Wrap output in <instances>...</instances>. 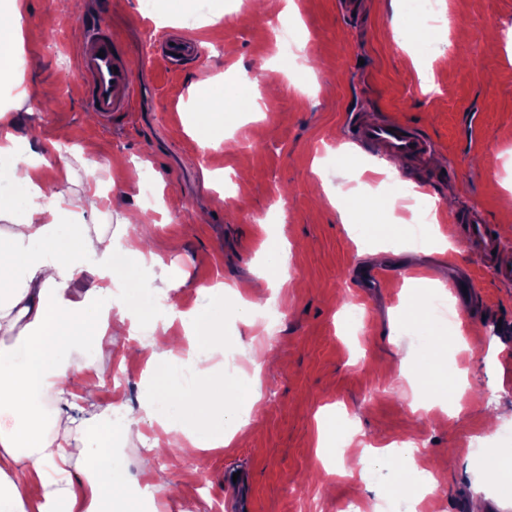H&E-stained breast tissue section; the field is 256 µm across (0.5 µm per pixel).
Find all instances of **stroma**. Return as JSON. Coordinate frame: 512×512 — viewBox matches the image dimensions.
<instances>
[{"label":"stroma","mask_w":512,"mask_h":512,"mask_svg":"<svg viewBox=\"0 0 512 512\" xmlns=\"http://www.w3.org/2000/svg\"><path fill=\"white\" fill-rule=\"evenodd\" d=\"M26 2L25 51L38 66L23 74L31 96L15 131L37 129L46 181L67 162L71 196L106 189L85 223L119 227L150 177L153 252L183 281L171 293L179 310L205 309L208 288L221 283L252 297L269 235L288 244V281L256 325L224 313L225 353L261 345L280 360L259 371L258 429L231 447L175 459L181 494H160V512L188 503L237 512L239 498L252 512H336L352 498L399 512L393 471L379 469L367 486L317 460V416L328 405L353 423L352 452L423 438L439 474L430 512H470L474 500L486 512H512V486L486 481L471 449L488 418L512 407V286L494 280L490 257L466 238L476 207L512 247V49L487 45L490 32L512 28V0H439L431 25L419 0H359L352 17L340 0H297L300 15L287 33L282 0H264L259 10L254 0H180L174 15L168 0H82L69 13L57 0ZM214 11L223 12L221 25H207ZM92 21L126 43L139 91L136 114L113 113L107 125L77 93L76 41ZM416 27L423 39L412 58L396 39ZM163 30L196 39L202 59L168 67L155 52ZM238 61L263 112L226 101L234 124L218 147H200L189 133L203 106L190 94L197 67L231 86ZM355 113L400 121L435 143L424 168L399 169L396 181L436 201L425 233L450 237L451 251L412 245L405 214L417 204L380 208L386 195L374 174L393 161L347 141ZM342 147L349 162L336 156ZM381 268L396 280H374ZM418 273L448 286L467 342L460 359L468 386L451 416L436 405L413 414L408 383L383 371L413 343L406 333L391 344L387 333L390 320L403 319Z\"/></svg>","instance_id":"35a3bbf8"}]
</instances>
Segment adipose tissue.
Listing matches in <instances>:
<instances>
[{"mask_svg":"<svg viewBox=\"0 0 512 512\" xmlns=\"http://www.w3.org/2000/svg\"><path fill=\"white\" fill-rule=\"evenodd\" d=\"M26 0H0V85L16 88L14 106L29 95L20 80L28 66L21 21ZM14 116L0 110V512H157L153 489L176 480L154 459L167 438L180 436L186 454L230 446L251 423L263 399L257 378L232 383L223 372L186 376L171 335L181 320L195 351L210 357L224 343V309L253 325L255 301L232 288H216L208 309L178 310L162 302L141 277L155 261L143 238H117L108 228L79 223L97 213L100 196L72 199L56 192L52 205L38 162L29 159L31 136L15 135ZM93 283L78 289V282ZM426 298L414 296L407 323L417 337L416 388L448 393L456 372L447 325L430 316ZM145 331L136 348H115L119 336ZM112 352L118 365L129 356L150 369L142 384L141 420L162 430L139 475L120 453L132 422L114 418L121 396L104 402L112 377L100 363Z\"/></svg>","mask_w":512,"mask_h":512,"instance_id":"adipose-tissue-1","label":"adipose tissue"}]
</instances>
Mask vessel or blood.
<instances>
[{
    "mask_svg": "<svg viewBox=\"0 0 512 512\" xmlns=\"http://www.w3.org/2000/svg\"><path fill=\"white\" fill-rule=\"evenodd\" d=\"M158 47L164 59L173 65L199 55L197 42L183 37L162 36ZM77 73L78 91L87 110L105 119L115 112L130 111L137 97L132 66L111 31L101 24L92 23L83 30ZM348 138L360 148L375 147L411 165L425 161L432 150L427 138L386 117L372 121L355 119ZM467 236L471 244L485 249L501 245L492 227L480 216L469 219Z\"/></svg>",
    "mask_w": 512,
    "mask_h": 512,
    "instance_id": "b4317fda",
    "label": "vessel or blood"
}]
</instances>
